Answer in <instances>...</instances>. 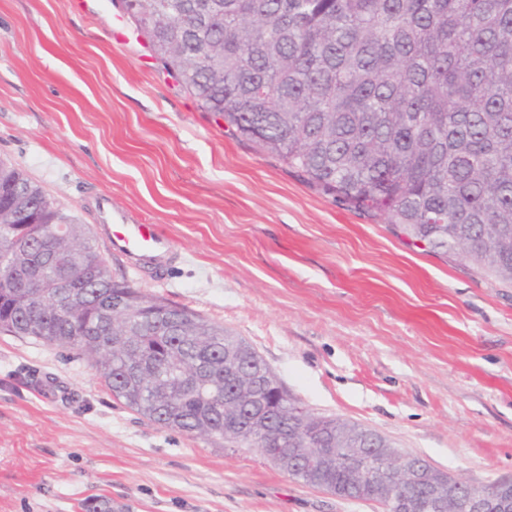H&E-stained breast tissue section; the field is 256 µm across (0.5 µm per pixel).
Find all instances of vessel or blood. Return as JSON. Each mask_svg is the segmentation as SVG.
Here are the masks:
<instances>
[{"mask_svg": "<svg viewBox=\"0 0 512 512\" xmlns=\"http://www.w3.org/2000/svg\"><path fill=\"white\" fill-rule=\"evenodd\" d=\"M97 218L94 232L98 241L109 252L124 257L134 274L160 273L175 259L173 238L157 225L116 205L111 194L99 196Z\"/></svg>", "mask_w": 512, "mask_h": 512, "instance_id": "obj_1", "label": "vessel or blood"}]
</instances>
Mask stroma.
Listing matches in <instances>:
<instances>
[{
	"label": "stroma",
	"instance_id": "obj_1",
	"mask_svg": "<svg viewBox=\"0 0 512 512\" xmlns=\"http://www.w3.org/2000/svg\"><path fill=\"white\" fill-rule=\"evenodd\" d=\"M0 159L78 223L98 191L179 252L113 275L249 343L314 414L479 486L512 479V284L335 203L239 141L120 0H0ZM383 512L256 448L162 428L75 351L0 332V512Z\"/></svg>",
	"mask_w": 512,
	"mask_h": 512
}]
</instances>
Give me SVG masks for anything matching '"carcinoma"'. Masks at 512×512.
Here are the masks:
<instances>
[{
  "mask_svg": "<svg viewBox=\"0 0 512 512\" xmlns=\"http://www.w3.org/2000/svg\"><path fill=\"white\" fill-rule=\"evenodd\" d=\"M166 71L236 135L312 189L431 252L512 283V0H122ZM68 225L65 236L50 232ZM0 330L94 361L127 408L191 435L262 448L253 392L282 385L243 339L112 276L76 223L0 160ZM67 308H61L62 302ZM272 429L326 439L345 457L280 470L343 499L367 427L306 413Z\"/></svg>",
  "mask_w": 512,
  "mask_h": 512,
  "instance_id": "cac0c4a2",
  "label": "carcinoma"
}]
</instances>
